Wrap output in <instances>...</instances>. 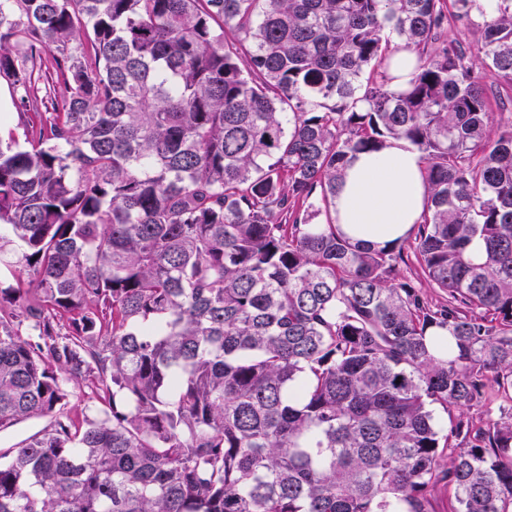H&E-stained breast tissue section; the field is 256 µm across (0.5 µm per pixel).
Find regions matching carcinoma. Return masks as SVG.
I'll return each mask as SVG.
<instances>
[{
	"mask_svg": "<svg viewBox=\"0 0 512 512\" xmlns=\"http://www.w3.org/2000/svg\"><path fill=\"white\" fill-rule=\"evenodd\" d=\"M482 18L512 87V0ZM447 20V0H0V78L52 109L0 141V255L19 245L33 285L0 289V431L49 418L0 450V512H430L441 482L454 512H512V120ZM392 35L418 54L402 92ZM392 140L424 163L412 248L440 303L397 243L333 224L350 159ZM71 383L103 405L81 425ZM490 386L506 404L476 423ZM410 239L402 243L403 246V259L399 260L398 273L399 276L408 280H412L421 287L424 295L431 301H442L446 296L438 288H433L422 280V284H419V268L415 262L412 248L410 247Z\"/></svg>",
	"mask_w": 512,
	"mask_h": 512,
	"instance_id": "obj_1",
	"label": "carcinoma"
}]
</instances>
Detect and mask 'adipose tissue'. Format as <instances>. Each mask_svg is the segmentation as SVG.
I'll use <instances>...</instances> for the list:
<instances>
[{"label":"adipose tissue","mask_w":512,"mask_h":512,"mask_svg":"<svg viewBox=\"0 0 512 512\" xmlns=\"http://www.w3.org/2000/svg\"><path fill=\"white\" fill-rule=\"evenodd\" d=\"M426 202L420 153L406 142L394 141L351 160L332 216L353 240L382 247L411 234Z\"/></svg>","instance_id":"ef3b65f1"}]
</instances>
